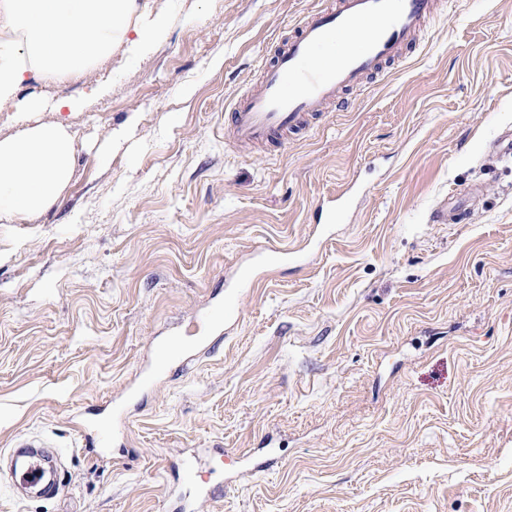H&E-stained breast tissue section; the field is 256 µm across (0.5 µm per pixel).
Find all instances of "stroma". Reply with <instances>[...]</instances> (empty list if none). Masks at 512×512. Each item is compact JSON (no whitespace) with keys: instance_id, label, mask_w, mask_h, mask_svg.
<instances>
[{"instance_id":"obj_1","label":"stroma","mask_w":512,"mask_h":512,"mask_svg":"<svg viewBox=\"0 0 512 512\" xmlns=\"http://www.w3.org/2000/svg\"><path fill=\"white\" fill-rule=\"evenodd\" d=\"M321 2L169 0L137 59L33 83L81 107L36 115L74 139L58 202L0 219V460L47 441L61 484L0 481V512H512V0H440L306 131L228 147L231 102ZM473 185L468 222H431ZM262 255L236 324L203 331Z\"/></svg>"}]
</instances>
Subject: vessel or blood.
<instances>
[{"label": "vessel or blood", "mask_w": 512, "mask_h": 512, "mask_svg": "<svg viewBox=\"0 0 512 512\" xmlns=\"http://www.w3.org/2000/svg\"><path fill=\"white\" fill-rule=\"evenodd\" d=\"M435 10L436 0H330L310 10L263 63L260 81L231 107L229 139L265 145L305 130L340 93L360 90L383 64L399 59ZM255 286L252 270L242 269L228 282L223 305L203 315L204 328L232 322L239 294ZM26 446L30 461L20 480L41 484L49 445L33 439Z\"/></svg>", "instance_id": "obj_1"}]
</instances>
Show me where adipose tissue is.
<instances>
[{
  "instance_id": "adipose-tissue-1",
  "label": "adipose tissue",
  "mask_w": 512,
  "mask_h": 512,
  "mask_svg": "<svg viewBox=\"0 0 512 512\" xmlns=\"http://www.w3.org/2000/svg\"><path fill=\"white\" fill-rule=\"evenodd\" d=\"M171 24L163 10L138 0H0V108L24 126L0 139V217L32 218L51 208L72 174L74 143L64 122L40 124L35 113L75 110V101L40 93L20 96L35 77H78L107 63L117 47L136 56Z\"/></svg>"
}]
</instances>
